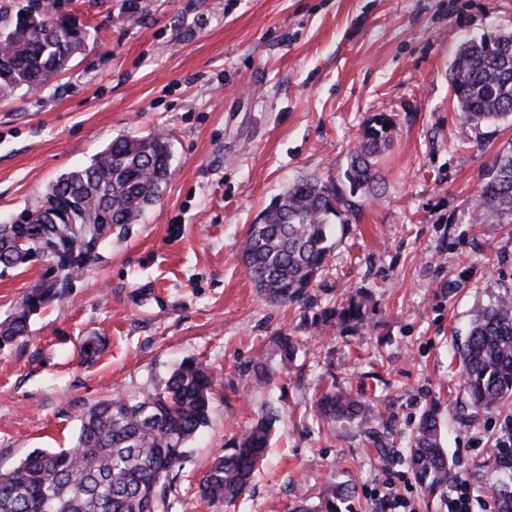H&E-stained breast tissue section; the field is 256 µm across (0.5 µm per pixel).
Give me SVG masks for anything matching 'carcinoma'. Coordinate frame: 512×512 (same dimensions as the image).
Masks as SVG:
<instances>
[{"instance_id":"carcinoma-1","label":"carcinoma","mask_w":512,"mask_h":512,"mask_svg":"<svg viewBox=\"0 0 512 512\" xmlns=\"http://www.w3.org/2000/svg\"><path fill=\"white\" fill-rule=\"evenodd\" d=\"M98 28L76 16L42 5L41 0H0V97L24 89H45L70 56L98 41ZM453 105L464 127L512 118V35L484 33L465 42L448 73ZM391 140L388 118L362 129L340 179L300 178L251 225L241 259L267 298L292 304L309 294L326 271L337 221L352 198L379 183L378 158ZM169 138L161 132L123 134L90 162L62 174L16 219L0 224V272L37 266L40 279L22 296L14 312L0 322V348L30 333V318L60 300L99 259L112 234L139 222L145 209L163 197L170 178ZM512 223V150L502 151L484 172L475 193L471 219ZM337 324L359 322L361 302L338 304ZM284 364L299 350L292 336L277 338ZM466 401L460 420L472 422L512 397V294L482 308L458 351ZM213 374L195 359L180 364L168 379L131 399L117 392L83 407L79 432L70 448H36L16 466L0 471V512H173L177 492L174 471L188 444L209 421ZM316 415L357 423L368 444L387 452L372 424L379 410L360 394L332 387L314 403ZM279 415L263 414L242 430L216 457L198 484L201 500L231 507L249 489ZM504 478L494 489L500 510L512 512V446L492 448ZM411 474L427 494H448V464L436 408H426L408 451ZM349 485L330 482L311 502L301 495L291 512H349Z\"/></svg>"}]
</instances>
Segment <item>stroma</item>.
Wrapping results in <instances>:
<instances>
[{
  "label": "stroma",
  "mask_w": 512,
  "mask_h": 512,
  "mask_svg": "<svg viewBox=\"0 0 512 512\" xmlns=\"http://www.w3.org/2000/svg\"><path fill=\"white\" fill-rule=\"evenodd\" d=\"M99 29L37 94L0 99V221L35 205L61 174L112 139L160 130L171 177L160 202L112 238L66 297L0 349V471L36 448L71 447L83 406L138 396L196 358L215 374L209 422L190 443L174 512H221L197 486L225 444L268 410L267 460L231 512H289L299 490L353 484L376 512L390 481L415 512H448L400 461L436 406L457 475L488 495L486 448L512 432V400L459 422L456 351L474 311L512 294V223L475 224V187L512 144V120L463 129L448 70L460 45L512 34V0H74ZM391 122L378 192L307 300H266L240 255L250 224L302 177H338L373 117ZM364 321L337 332L342 295ZM301 348L282 366L277 337ZM107 345L94 361L82 344ZM263 361L267 381L254 380ZM363 392L393 456L362 430L327 424L330 385Z\"/></svg>",
  "instance_id": "1"
}]
</instances>
